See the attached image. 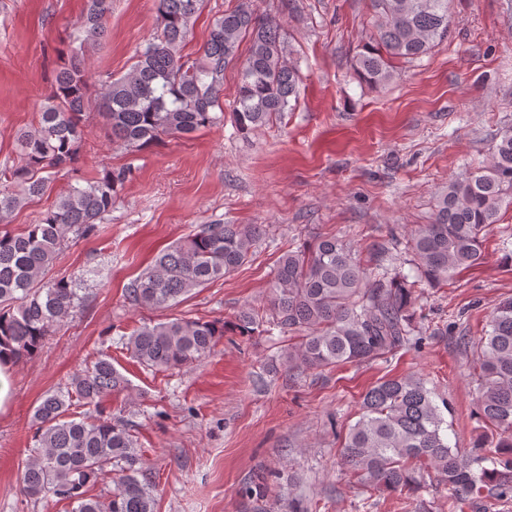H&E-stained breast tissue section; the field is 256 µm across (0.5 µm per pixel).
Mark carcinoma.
<instances>
[{
    "mask_svg": "<svg viewBox=\"0 0 512 512\" xmlns=\"http://www.w3.org/2000/svg\"><path fill=\"white\" fill-rule=\"evenodd\" d=\"M205 0H157L158 26L133 57L130 71L101 84L100 115L110 141L141 148L224 122V75L240 63L234 123L246 134L288 111L299 73L287 61L280 26L258 16L252 0H239L212 23L200 54L181 53L192 20ZM374 31L352 60L353 77L371 87L386 84L395 63L414 62L451 33L449 0H369ZM112 0H85L67 64L57 70L38 123L19 132V164L0 181V221L52 191V174L79 158L89 106L85 49L106 33ZM246 53H239L242 43ZM128 175L107 171L84 186L56 195L34 224L0 230V343L13 345L16 360L34 354L46 336L84 305L77 279L46 278L69 235L88 238L112 212V200ZM512 206V130L503 133L492 161L448 181L433 220L410 233L409 273L393 265L396 237L379 244L363 262L351 244L323 236L308 249H289L279 259L263 310L241 312L236 328L249 335L268 324L299 334L281 364L304 371L337 364L359 365L393 354L418 340L420 327L407 314L413 293L440 287L479 263L481 232ZM262 234L259 224H203L161 250L125 288L136 308L172 307L196 288L241 267ZM224 336V325L194 318L145 323L120 337L148 369L167 371L197 362ZM478 413L499 437L479 442L464 455L448 443L444 413L416 377L377 382L363 395L359 419L342 448L357 479L382 491L411 495L432 472L452 495L448 512H466L492 496L512 498V298L496 308L479 339ZM124 377L102 353L63 386L46 392L34 409L35 445L23 473V492L75 504L72 512H154L153 483L137 450L132 425L82 410L123 387ZM114 484L111 495L89 494Z\"/></svg>",
    "mask_w": 512,
    "mask_h": 512,
    "instance_id": "carcinoma-1",
    "label": "carcinoma"
}]
</instances>
